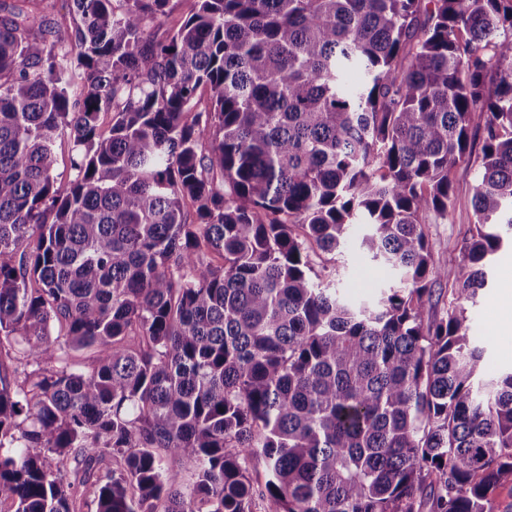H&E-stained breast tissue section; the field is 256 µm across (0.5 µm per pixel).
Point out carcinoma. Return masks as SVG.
Listing matches in <instances>:
<instances>
[{"label":"carcinoma","mask_w":512,"mask_h":512,"mask_svg":"<svg viewBox=\"0 0 512 512\" xmlns=\"http://www.w3.org/2000/svg\"><path fill=\"white\" fill-rule=\"evenodd\" d=\"M26 2L0 0V512H512V371L465 307L512 229V0H195L161 40L170 0H72L65 29ZM478 132L441 266L425 219ZM356 224L400 273L374 307L311 258ZM72 144L68 136L63 135L57 140L56 154L57 164L54 177L57 184L67 185L74 178V171L71 167ZM481 142L476 139L472 163L458 165L454 170L455 205L448 214V219L430 217L427 229L432 244L433 258L436 264L448 267L458 262L462 257L460 250L468 230L476 222L472 206L473 186L476 184V158L480 152Z\"/></svg>","instance_id":"obj_1"}]
</instances>
